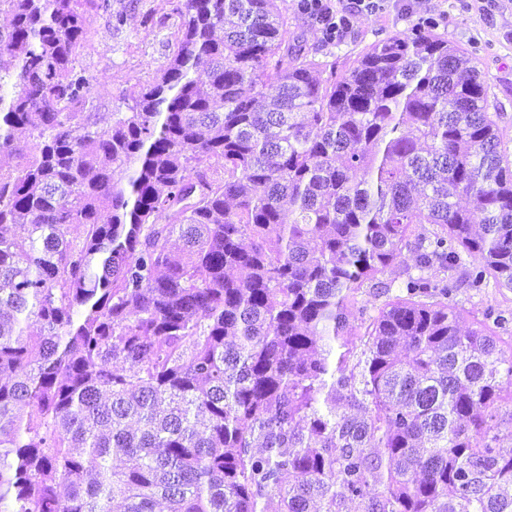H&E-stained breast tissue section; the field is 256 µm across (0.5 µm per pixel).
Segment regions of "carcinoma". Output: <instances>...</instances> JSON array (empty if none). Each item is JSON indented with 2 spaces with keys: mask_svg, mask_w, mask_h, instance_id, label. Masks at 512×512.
Instances as JSON below:
<instances>
[{
  "mask_svg": "<svg viewBox=\"0 0 512 512\" xmlns=\"http://www.w3.org/2000/svg\"><path fill=\"white\" fill-rule=\"evenodd\" d=\"M166 2L102 128L76 56L111 0H0V512H512L508 319L452 303L512 290L472 59L418 24L338 76L278 0ZM453 302L462 309L463 327H476L485 321V313L494 308L507 317H512V291L495 288L492 284L482 292L475 293L469 289H461Z\"/></svg>",
  "mask_w": 512,
  "mask_h": 512,
  "instance_id": "obj_1",
  "label": "carcinoma"
}]
</instances>
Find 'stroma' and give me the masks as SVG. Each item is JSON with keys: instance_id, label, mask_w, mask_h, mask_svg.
<instances>
[{"instance_id": "obj_1", "label": "stroma", "mask_w": 512, "mask_h": 512, "mask_svg": "<svg viewBox=\"0 0 512 512\" xmlns=\"http://www.w3.org/2000/svg\"><path fill=\"white\" fill-rule=\"evenodd\" d=\"M281 5L304 47L318 59L335 61L340 72L372 43L431 21L472 54L497 102L502 144L512 156V0H385L381 10L357 16L346 37L331 43L319 24L297 10V0H281ZM117 13L122 23H115ZM179 26V16L170 13L165 0H112L111 14L92 16L76 65L91 79L99 126L109 125L113 113L127 111L142 85L165 64ZM454 301L466 327L484 322L491 308L512 314V291L501 288L464 289Z\"/></svg>"}]
</instances>
